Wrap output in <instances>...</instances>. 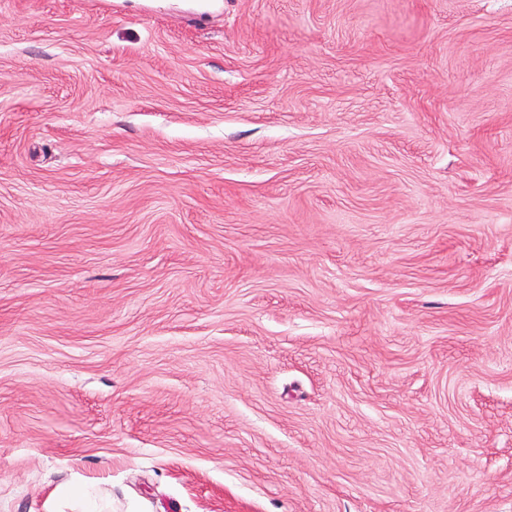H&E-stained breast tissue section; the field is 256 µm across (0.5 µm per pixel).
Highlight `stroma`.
I'll return each mask as SVG.
<instances>
[{
    "label": "stroma",
    "mask_w": 512,
    "mask_h": 512,
    "mask_svg": "<svg viewBox=\"0 0 512 512\" xmlns=\"http://www.w3.org/2000/svg\"><path fill=\"white\" fill-rule=\"evenodd\" d=\"M0 0V512H512V0Z\"/></svg>",
    "instance_id": "stroma-1"
}]
</instances>
